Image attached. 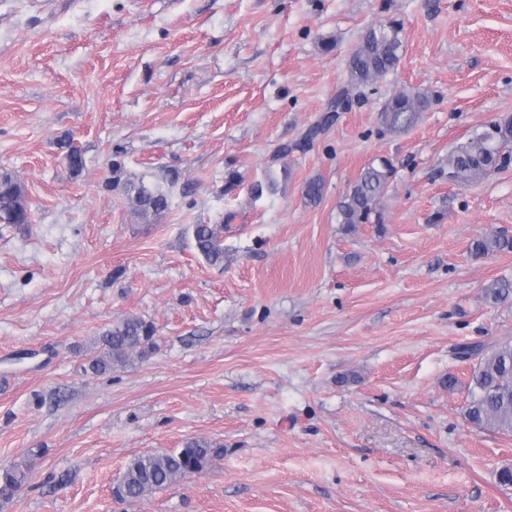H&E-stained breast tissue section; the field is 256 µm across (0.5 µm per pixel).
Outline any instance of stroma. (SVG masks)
I'll use <instances>...</instances> for the list:
<instances>
[{
  "instance_id": "stroma-1",
  "label": "stroma",
  "mask_w": 512,
  "mask_h": 512,
  "mask_svg": "<svg viewBox=\"0 0 512 512\" xmlns=\"http://www.w3.org/2000/svg\"><path fill=\"white\" fill-rule=\"evenodd\" d=\"M390 17L397 70L307 138ZM403 88L430 106L381 134ZM510 115L512 0H0V173L31 210L0 223V467L32 464L0 512H512V435L468 422L456 354L512 342V299L486 296L512 253L470 251L512 234V164L468 186L437 174ZM378 157L385 221L345 232L336 205ZM139 179L169 193L150 223L113 187ZM197 224L223 225V264ZM127 316L155 352L93 373ZM191 439L222 450L113 500L131 456ZM471 251L475 256L512 252V236L506 231L489 233L473 242Z\"/></svg>"
}]
</instances>
